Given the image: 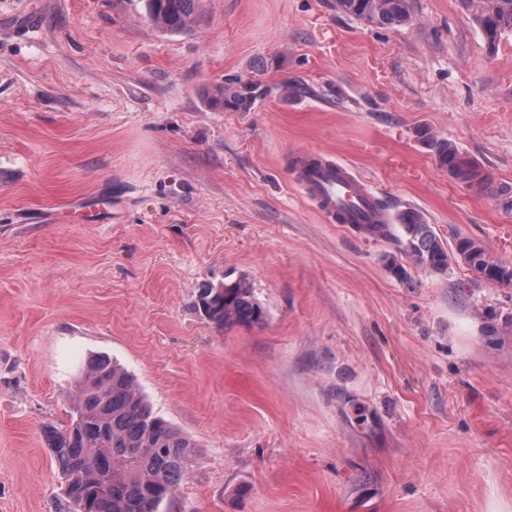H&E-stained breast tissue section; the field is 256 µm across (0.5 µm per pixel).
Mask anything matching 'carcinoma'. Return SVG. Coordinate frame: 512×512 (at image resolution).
I'll return each instance as SVG.
<instances>
[{
  "mask_svg": "<svg viewBox=\"0 0 512 512\" xmlns=\"http://www.w3.org/2000/svg\"><path fill=\"white\" fill-rule=\"evenodd\" d=\"M199 0H145L147 16L163 33L184 32L197 19ZM475 20L487 41L512 31V0H480ZM342 12L380 26L404 25L411 20L409 0H336ZM255 90L218 85L208 93L209 104L226 112L249 109ZM421 137L440 166L470 185L484 186L487 176L462 159L457 147L424 131ZM374 236L396 238L401 253L415 266L445 271L450 261L462 262L478 277L512 284V264L487 257L481 245L468 238L448 249L414 213L402 217L399 235L389 224H369ZM196 309L220 325H260L266 311L243 280L205 286ZM67 423L50 425L45 437L64 482L72 512H165L181 483L191 473L189 461L199 446L156 414L135 378L106 357L88 359L71 383Z\"/></svg>",
  "mask_w": 512,
  "mask_h": 512,
  "instance_id": "carcinoma-1",
  "label": "carcinoma"
}]
</instances>
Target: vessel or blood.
<instances>
[{
    "label": "vessel or blood",
    "instance_id": "1",
    "mask_svg": "<svg viewBox=\"0 0 512 512\" xmlns=\"http://www.w3.org/2000/svg\"><path fill=\"white\" fill-rule=\"evenodd\" d=\"M299 181L305 194L318 202L329 216H343L348 224H383L387 218L374 204L365 179L340 161L315 157L302 166Z\"/></svg>",
    "mask_w": 512,
    "mask_h": 512
}]
</instances>
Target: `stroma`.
I'll list each match as a JSON object with an SVG mask.
<instances>
[{
	"mask_svg": "<svg viewBox=\"0 0 512 512\" xmlns=\"http://www.w3.org/2000/svg\"><path fill=\"white\" fill-rule=\"evenodd\" d=\"M387 27L336 0H0V512H67L46 425L80 361L199 445L169 512H512V285L386 269L296 180L345 162L393 216L512 263V32L470 0ZM261 91L211 108L210 88ZM488 174L441 167L421 132ZM246 279L261 325L195 302ZM199 0H145L147 16L163 33L184 32L197 19Z\"/></svg>",
	"mask_w": 512,
	"mask_h": 512,
	"instance_id": "obj_1",
	"label": "stroma"
}]
</instances>
